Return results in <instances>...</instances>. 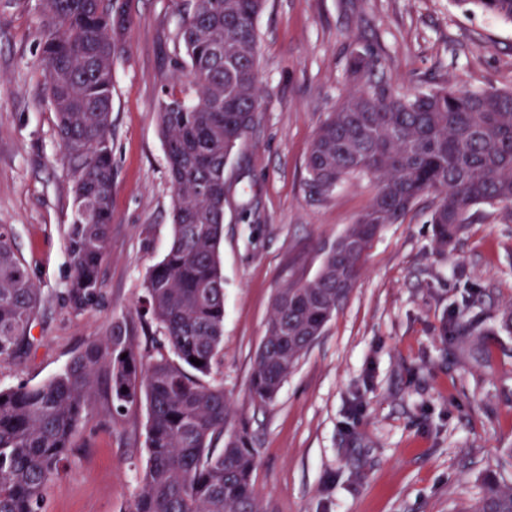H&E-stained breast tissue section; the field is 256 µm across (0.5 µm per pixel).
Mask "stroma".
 I'll return each mask as SVG.
<instances>
[{"label": "stroma", "instance_id": "stroma-1", "mask_svg": "<svg viewBox=\"0 0 512 512\" xmlns=\"http://www.w3.org/2000/svg\"><path fill=\"white\" fill-rule=\"evenodd\" d=\"M129 24L114 65L112 227L97 303L73 312L65 229L70 183L47 102L42 0H0V224L45 301L32 346L0 362V386H37L113 319L139 350L160 334L135 307L173 237L172 197L157 120L173 86L176 38L192 0H123ZM264 92L253 128L225 169L232 191L220 246L224 340L212 375L249 426L264 512H467L483 478L512 484V212L478 208L448 247L436 245L421 200L385 225L323 334L269 404L249 376L275 293L314 278L369 205L375 187L343 182L310 194L306 158L351 86L353 54L372 52L407 89L453 82L512 89V23L454 0H267L256 21ZM468 330L484 358H453L444 328ZM99 382L45 512H129L147 450V409L110 414Z\"/></svg>", "mask_w": 512, "mask_h": 512}]
</instances>
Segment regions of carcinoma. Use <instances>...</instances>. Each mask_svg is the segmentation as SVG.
I'll list each match as a JSON object with an SVG mask.
<instances>
[{"instance_id": "cac0c4a2", "label": "carcinoma", "mask_w": 512, "mask_h": 512, "mask_svg": "<svg viewBox=\"0 0 512 512\" xmlns=\"http://www.w3.org/2000/svg\"><path fill=\"white\" fill-rule=\"evenodd\" d=\"M454 2L512 22V0ZM265 3L195 0L179 27L178 89L164 93L157 115L174 189V233L138 305L163 345L139 351L127 322L114 320L108 335L89 342L45 383L0 388V512H42L103 375L112 413L141 401L148 411V456L130 512H262L249 429L241 423L237 435L227 432L224 385L204 378L223 357L224 168L252 128L262 94L256 20ZM43 6L41 61L73 204L64 299L82 311L100 296L108 250L113 69L129 18L110 0H44ZM381 67L377 57L353 55L354 86L319 127L306 162L309 187L321 198L351 178L374 181L376 193L328 250L316 277L276 292L249 379L256 404L274 399L309 349V337L321 336L385 225L403 223L431 196L434 239L446 247L471 223L474 207H512V91L448 82L402 92L377 76ZM40 302L14 251L11 226L0 224V361L30 342ZM445 334L453 349L473 352L465 330L451 326ZM220 439L224 446L214 447ZM483 488L467 512H512V485L487 475Z\"/></svg>"}]
</instances>
